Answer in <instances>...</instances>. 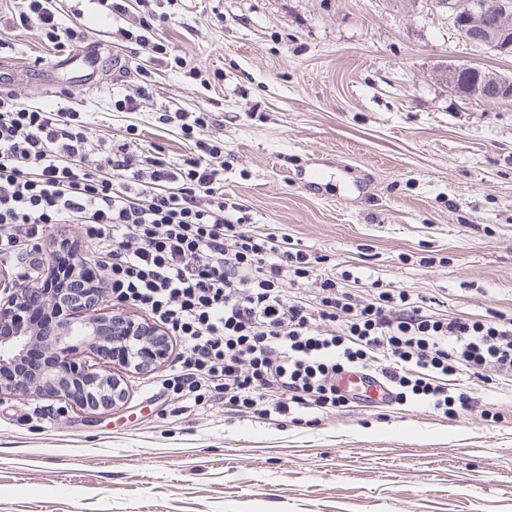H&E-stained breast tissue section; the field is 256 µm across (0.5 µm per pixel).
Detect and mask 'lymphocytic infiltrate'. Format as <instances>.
Segmentation results:
<instances>
[{
    "mask_svg": "<svg viewBox=\"0 0 512 512\" xmlns=\"http://www.w3.org/2000/svg\"><path fill=\"white\" fill-rule=\"evenodd\" d=\"M21 23L47 43H81L49 0H17ZM172 120L194 151L182 163L135 138L101 145L81 113L24 107L0 97V261L22 262L54 224H82L96 259L87 287L113 305L146 312L181 350L161 381L185 403L221 397L260 423L348 407L336 387L346 368L378 371L399 405L456 417L474 397L450 384L460 372L512 379V316L437 315L402 288L364 296L327 274L312 294L295 290L321 258L287 236L251 229L242 204L224 196V141L203 137L207 112Z\"/></svg>",
    "mask_w": 512,
    "mask_h": 512,
    "instance_id": "lymphocytic-infiltrate-1",
    "label": "lymphocytic infiltrate"
}]
</instances>
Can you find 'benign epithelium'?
I'll return each mask as SVG.
<instances>
[{"mask_svg": "<svg viewBox=\"0 0 512 512\" xmlns=\"http://www.w3.org/2000/svg\"><path fill=\"white\" fill-rule=\"evenodd\" d=\"M472 5L476 15L464 23L451 15L458 34L470 44H495L497 51L511 55L512 43L497 33L475 32L481 16L496 12V3L474 0ZM458 70L455 64L443 65L438 76L466 100L481 97L483 87L459 89ZM100 293L99 288L64 290L52 281L6 289L0 302V397H49L91 412L124 402L123 378L102 374L97 365L144 370L165 358L168 337L153 324L101 309ZM22 362L27 370L14 372Z\"/></svg>", "mask_w": 512, "mask_h": 512, "instance_id": "1", "label": "benign epithelium"}]
</instances>
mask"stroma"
Wrapping results in <instances>:
<instances>
[{
  "instance_id": "35a3bbf8",
  "label": "stroma",
  "mask_w": 512,
  "mask_h": 512,
  "mask_svg": "<svg viewBox=\"0 0 512 512\" xmlns=\"http://www.w3.org/2000/svg\"><path fill=\"white\" fill-rule=\"evenodd\" d=\"M51 3L99 42L96 81L53 94L26 80L9 89L20 104L84 113L104 141L136 130L174 163L188 144L159 114L212 113L225 197L324 256L300 287L349 270L440 314L512 312V99L465 100L437 76L467 64L512 77V55L461 39L437 0H153L196 80L126 39L140 0L110 17L94 0ZM67 54L0 0V60ZM145 77L150 97L116 110L113 94ZM171 366L124 372L125 402L95 413L1 397L0 512H512V382L459 376L479 406L455 418L358 406L263 424L212 399L177 411L160 390Z\"/></svg>"
}]
</instances>
